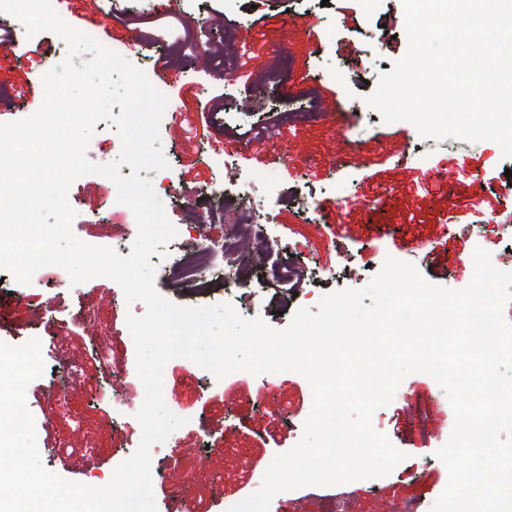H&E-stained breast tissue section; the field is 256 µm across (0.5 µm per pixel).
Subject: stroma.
<instances>
[{
    "instance_id": "stroma-1",
    "label": "stroma",
    "mask_w": 512,
    "mask_h": 512,
    "mask_svg": "<svg viewBox=\"0 0 512 512\" xmlns=\"http://www.w3.org/2000/svg\"><path fill=\"white\" fill-rule=\"evenodd\" d=\"M54 8L138 67L162 63L171 116L160 124V140L169 166L149 174L156 194L170 185L208 188L235 169L271 200L279 258L304 272L300 306L314 309L325 294L366 286L389 256L432 284L461 289L473 278L475 248L495 259L512 244L503 229L512 221L505 175L512 160L497 143L424 137L411 123L383 122L365 101L385 66L407 52L402 0H56ZM287 15L309 34L285 40ZM15 26L0 14V35L17 36V67L0 77V122L39 108L42 75L67 54L55 34L29 38ZM186 40L202 44L209 64L183 57ZM274 92L281 104L272 103ZM285 148L293 156L288 166L277 161ZM68 200L73 231L90 245L110 246L134 219L98 174L75 180ZM165 211L178 231L169 254L204 238L222 240L235 219L213 197L194 206L166 199ZM42 274L0 292V341L41 342L44 371L27 386L26 402L44 467L70 481L105 484L141 433L132 411L115 412L112 394L142 404L126 318L145 307L126 305L121 287L105 277L75 285L61 268ZM167 369L177 383L164 401L186 423L151 451L153 468L170 461L181 468L178 480L155 482L157 510L183 498L198 512H224L225 499L256 491L251 469L267 468L299 441L311 387L294 372H235L218 381L178 358ZM372 424L406 454L389 475L286 491L273 499V512H322L333 494L349 512H393L402 502L430 512L448 481L436 455L454 426L446 395L430 376L410 374Z\"/></svg>"
}]
</instances>
